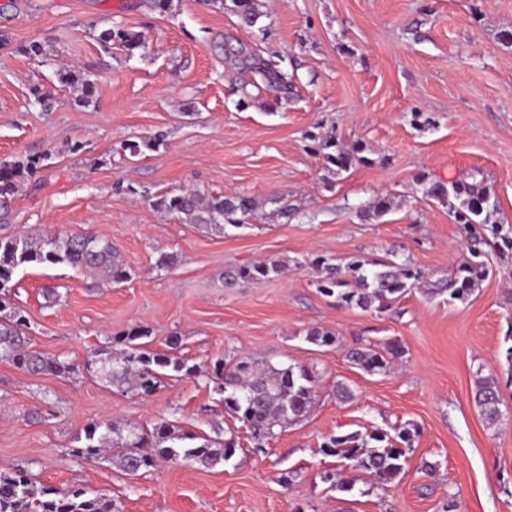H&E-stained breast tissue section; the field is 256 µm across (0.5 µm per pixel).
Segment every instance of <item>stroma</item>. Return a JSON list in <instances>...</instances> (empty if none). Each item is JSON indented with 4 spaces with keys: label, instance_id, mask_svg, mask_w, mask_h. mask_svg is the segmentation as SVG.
<instances>
[{
    "label": "stroma",
    "instance_id": "stroma-1",
    "mask_svg": "<svg viewBox=\"0 0 512 512\" xmlns=\"http://www.w3.org/2000/svg\"><path fill=\"white\" fill-rule=\"evenodd\" d=\"M259 2L263 16L247 29L211 0H172L164 15L147 0H0V161L39 162L0 200V237L90 232L134 271L98 288L62 265L17 271L11 297L34 347L75 371L31 375L0 358V468H25L40 486H84L119 512H442L450 494L456 512H512V416L488 426L472 401L476 371L507 375L512 258L497 261L467 303L414 290L383 313L335 307L316 288L315 265L394 253L430 279L447 276L468 243L422 174L488 188L497 222L512 225V44L502 40L512 0ZM115 25L143 32L145 49L102 50L97 35ZM227 40L286 74L287 89L242 87L224 62ZM31 41L44 57L22 53ZM66 65L94 80L89 106L58 82ZM38 89L52 92L51 109L36 102ZM417 112L428 125L414 124ZM311 132L364 145L366 163L335 174L308 151ZM154 136L159 148L122 149ZM184 189L246 194L258 208L219 229L153 207ZM380 196L390 211L363 218ZM275 198L288 215L274 212ZM163 252L175 255L172 268H157ZM268 258L286 270L225 288L226 271ZM49 286L59 301L44 298ZM138 326L153 350L180 336V355L200 374L143 397L84 370L90 351ZM313 327L344 344L395 340L404 354L368 375L343 347L307 342ZM242 356L316 375L309 416L260 450L208 377L216 361ZM339 382L352 400H337ZM103 419L217 431L236 452L214 469L161 463L129 476L73 453L84 427ZM407 423L418 433L400 479L380 487L354 472L351 491L328 490L322 476L341 462L325 454V439Z\"/></svg>",
    "mask_w": 512,
    "mask_h": 512
}]
</instances>
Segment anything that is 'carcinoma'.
<instances>
[{
  "instance_id": "cac0c4a2",
  "label": "carcinoma",
  "mask_w": 512,
  "mask_h": 512,
  "mask_svg": "<svg viewBox=\"0 0 512 512\" xmlns=\"http://www.w3.org/2000/svg\"><path fill=\"white\" fill-rule=\"evenodd\" d=\"M231 11L243 27L256 26L263 14L258 0H231ZM98 42L105 50L116 44L132 55L145 48L144 36L130 29L110 27L100 32ZM225 59L236 72L253 73L267 89L276 91L284 82L277 69L254 51L224 45ZM59 82L79 90L76 103H92L95 83L80 69L70 66L58 73ZM311 149L321 153L336 174L348 171L357 163H365V147H346L332 137L307 135ZM39 161L0 162V198L13 196L38 170ZM428 196L448 206L458 219L469 244V260L458 265L446 277L436 281L425 278L410 259L391 255L379 260H351L345 264L320 258L318 291L338 308H358L377 313L392 309L408 292L418 289L434 299L446 297L450 303H465L489 274L490 259L512 254V225L492 221L496 203L490 192L478 190L471 183L453 180L449 183L428 182L422 177ZM157 210L182 217L190 224H241L256 210L255 199L244 194L207 196L198 191L183 190L164 194L152 201ZM387 198H377L362 211L365 218L380 217L390 210ZM32 264H65L88 275L93 284H120L130 272L126 263L105 238L82 232L35 238L0 237V357L31 375H66L72 365L32 347L30 322L11 303V282L22 267ZM282 272L278 260H262L242 265L224 274V287L238 288L270 278ZM149 336V330L138 327L112 339V345L88 355L94 364L92 374L106 384L123 391L151 394L164 377H195L200 372L181 355L180 340L172 337L164 350H149L138 340ZM308 342L319 346L342 344L332 332L313 327L307 330ZM122 345L121 349L114 345ZM403 349L396 341L376 348L374 344L355 342L348 347L346 358L367 374H384ZM210 379L224 394V410L235 417L261 447L274 437L276 429L296 424L314 407L315 379L302 365L276 367L261 358L242 357L234 362L217 361ZM502 384L498 376L479 375L475 381L473 401L490 426L503 418ZM418 427L413 424L397 429V437L378 429L367 434L350 433L331 436L322 442L326 452L346 462L349 468L365 473L378 485H387L404 470L407 450ZM235 453L233 442L210 436L182 432L169 422L150 427L115 420L94 422L84 428L83 445L74 455L86 460L105 459L127 475L135 476L159 462L184 463L205 469L227 462ZM0 512H119L112 499L92 495L84 487L65 489L38 487L22 468L0 470Z\"/></svg>"
}]
</instances>
